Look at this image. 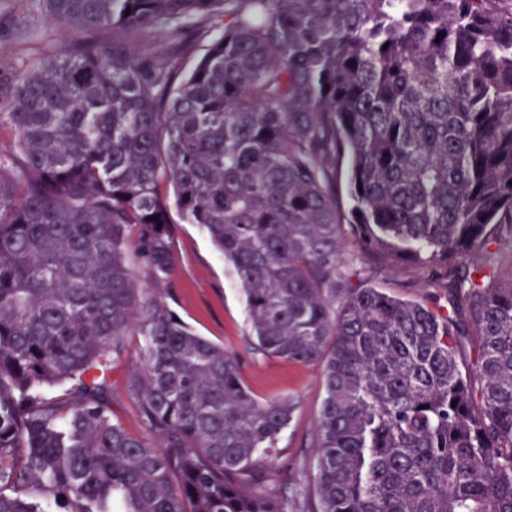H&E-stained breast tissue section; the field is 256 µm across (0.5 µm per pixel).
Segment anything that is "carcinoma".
<instances>
[{
    "label": "carcinoma",
    "instance_id": "carcinoma-1",
    "mask_svg": "<svg viewBox=\"0 0 512 512\" xmlns=\"http://www.w3.org/2000/svg\"><path fill=\"white\" fill-rule=\"evenodd\" d=\"M43 3L112 38L0 112V512H287L250 486L295 402L167 304L174 213L232 267L252 348L322 367L315 512H512V0ZM406 269L445 278L376 285ZM127 336L148 439L106 376ZM431 276V272L412 269L388 277L380 276L379 282L396 294L404 297H416L423 292L426 280Z\"/></svg>",
    "mask_w": 512,
    "mask_h": 512
}]
</instances>
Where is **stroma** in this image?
<instances>
[{
    "mask_svg": "<svg viewBox=\"0 0 512 512\" xmlns=\"http://www.w3.org/2000/svg\"><path fill=\"white\" fill-rule=\"evenodd\" d=\"M71 41V33L48 17L41 0H0V112L7 109L3 89L14 75ZM165 298L200 335L237 353L243 379L259 400L289 397L296 402L293 420L267 466V478L256 487L258 493L282 496L288 512H295V491L310 488L314 474L313 433L323 396L320 365L254 352L244 296L232 270L195 225L174 227V270ZM126 344L125 359L112 369L114 412L129 433L145 437L149 429L126 391L141 339L130 336Z\"/></svg>",
    "mask_w": 512,
    "mask_h": 512,
    "instance_id": "obj_1",
    "label": "stroma"
}]
</instances>
